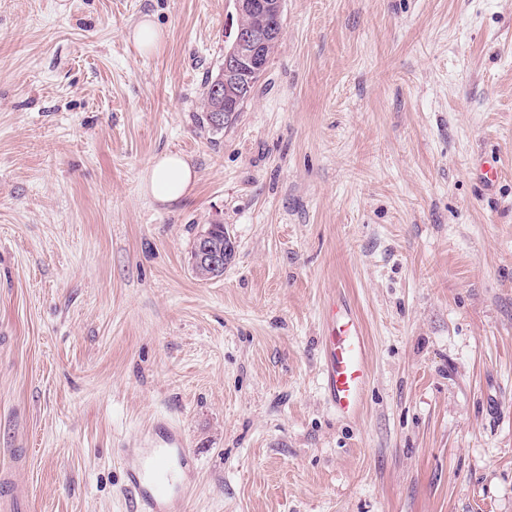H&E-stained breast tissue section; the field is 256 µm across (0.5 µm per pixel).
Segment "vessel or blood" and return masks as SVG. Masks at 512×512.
Here are the masks:
<instances>
[{"mask_svg": "<svg viewBox=\"0 0 512 512\" xmlns=\"http://www.w3.org/2000/svg\"><path fill=\"white\" fill-rule=\"evenodd\" d=\"M321 350L328 403L341 417L357 419L370 380L368 345L357 315L342 301L329 305ZM23 462L19 456L14 465L0 469V512H25L28 506L15 481V468ZM122 462L134 512H174L188 498L197 472V457L181 429L166 420L125 449Z\"/></svg>", "mask_w": 512, "mask_h": 512, "instance_id": "vessel-or-blood-1", "label": "vessel or blood"}]
</instances>
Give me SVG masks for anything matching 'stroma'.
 Masks as SVG:
<instances>
[{
  "label": "stroma",
  "mask_w": 512,
  "mask_h": 512,
  "mask_svg": "<svg viewBox=\"0 0 512 512\" xmlns=\"http://www.w3.org/2000/svg\"><path fill=\"white\" fill-rule=\"evenodd\" d=\"M282 9L216 133L234 0H0V466L26 450L29 512H132L118 450L159 417L198 459L184 512H512V0ZM168 152L198 175L173 206L142 190ZM339 296L353 421L322 377ZM129 39L140 54H157L163 49L166 42L164 32L155 25L148 15L143 16L133 27ZM214 225H220V223H214L209 226L207 231L202 233L199 236V240L197 242V255L195 256V243H193L192 249H191V259L193 262V259L195 257V263L199 267L203 268V273L205 276H212V273L209 272L211 269L215 270L216 268H220L222 265V256L220 254V251L216 250L215 246H212L209 242L210 239V232L213 229ZM207 271L209 273H207ZM321 350L328 403L341 417L357 419L371 375L368 345L357 315L340 300L330 302Z\"/></svg>",
  "instance_id": "stroma-1"
}]
</instances>
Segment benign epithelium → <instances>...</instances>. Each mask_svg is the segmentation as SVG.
I'll list each match as a JSON object with an SVG mask.
<instances>
[{"instance_id":"1","label":"benign epithelium","mask_w":512,"mask_h":512,"mask_svg":"<svg viewBox=\"0 0 512 512\" xmlns=\"http://www.w3.org/2000/svg\"><path fill=\"white\" fill-rule=\"evenodd\" d=\"M238 18L254 15L260 19L255 25L238 24L224 35V65L213 83L214 97L223 104V110L212 114L211 126L221 128L227 124L228 115L239 110L245 101L246 91H241L234 102L224 100V87L239 82L241 77L256 78L265 68V61L279 45L282 27L280 15L282 0H234ZM210 231L199 236L195 263L212 276V270L221 267L222 256L209 242Z\"/></svg>"}]
</instances>
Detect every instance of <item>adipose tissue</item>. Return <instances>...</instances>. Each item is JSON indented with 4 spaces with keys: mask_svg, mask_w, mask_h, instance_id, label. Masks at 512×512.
Here are the masks:
<instances>
[{
    "mask_svg": "<svg viewBox=\"0 0 512 512\" xmlns=\"http://www.w3.org/2000/svg\"><path fill=\"white\" fill-rule=\"evenodd\" d=\"M196 173L181 155L165 153L158 156L143 178V190L155 201L172 204L188 196Z\"/></svg>",
    "mask_w": 512,
    "mask_h": 512,
    "instance_id": "obj_1",
    "label": "adipose tissue"
}]
</instances>
